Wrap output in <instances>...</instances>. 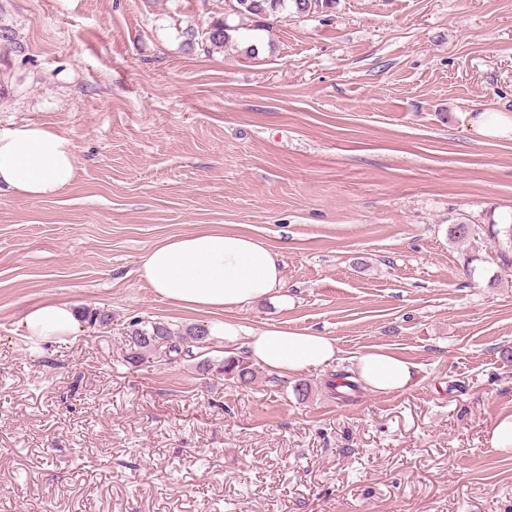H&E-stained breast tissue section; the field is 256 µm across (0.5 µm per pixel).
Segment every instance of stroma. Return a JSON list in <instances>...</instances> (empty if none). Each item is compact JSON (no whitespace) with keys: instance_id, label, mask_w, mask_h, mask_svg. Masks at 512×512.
<instances>
[{"instance_id":"stroma-1","label":"stroma","mask_w":512,"mask_h":512,"mask_svg":"<svg viewBox=\"0 0 512 512\" xmlns=\"http://www.w3.org/2000/svg\"><path fill=\"white\" fill-rule=\"evenodd\" d=\"M223 15L0 0V129L52 126L77 156L55 198L0 193V512H512V454L486 442L512 412V268L489 229L512 221V139L460 119L512 112V0H336L274 19L254 57L189 45ZM461 221L474 240H449ZM216 227L283 262L286 300L229 318L335 337L337 362L247 386L130 362L133 320L213 321L136 269ZM54 296L106 324L29 342L24 311ZM387 350L412 388L330 397Z\"/></svg>"}]
</instances>
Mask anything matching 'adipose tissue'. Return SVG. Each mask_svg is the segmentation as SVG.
<instances>
[{
  "mask_svg": "<svg viewBox=\"0 0 512 512\" xmlns=\"http://www.w3.org/2000/svg\"><path fill=\"white\" fill-rule=\"evenodd\" d=\"M76 171V147L65 133L26 122L0 130V191L46 200L68 187ZM278 252L253 236L221 228L171 237L143 259L138 274L154 293L194 311H226L264 299L282 298L285 287ZM29 339L71 336L80 314L64 300L33 305L21 321ZM223 339L225 355H240L270 373L288 377L336 361L334 337L309 329L246 328L232 320L206 326ZM357 381L378 393L403 392L416 382L414 368L393 354L353 357Z\"/></svg>",
  "mask_w": 512,
  "mask_h": 512,
  "instance_id": "obj_1",
  "label": "adipose tissue"
}]
</instances>
